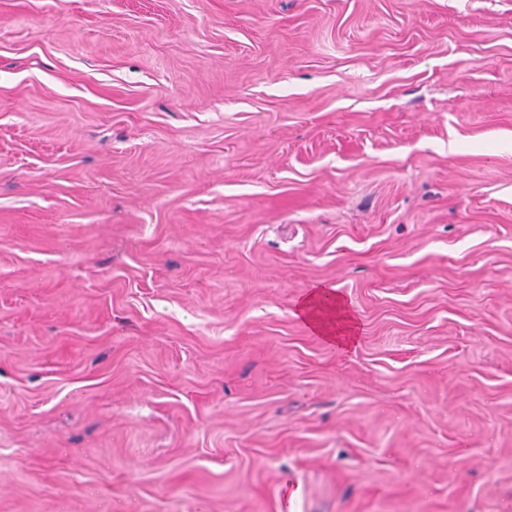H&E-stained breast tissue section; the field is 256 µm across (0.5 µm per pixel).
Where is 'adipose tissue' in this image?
Returning <instances> with one entry per match:
<instances>
[{"label":"adipose tissue","mask_w":512,"mask_h":512,"mask_svg":"<svg viewBox=\"0 0 512 512\" xmlns=\"http://www.w3.org/2000/svg\"><path fill=\"white\" fill-rule=\"evenodd\" d=\"M297 313L327 342L346 347L356 338L355 320L335 290H310L298 304Z\"/></svg>","instance_id":"ef3b65f1"}]
</instances>
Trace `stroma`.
<instances>
[{"instance_id": "obj_1", "label": "stroma", "mask_w": 512, "mask_h": 512, "mask_svg": "<svg viewBox=\"0 0 512 512\" xmlns=\"http://www.w3.org/2000/svg\"><path fill=\"white\" fill-rule=\"evenodd\" d=\"M0 512H512V0H0ZM297 315L329 343L346 347L355 341L357 325L335 288L310 290L297 305Z\"/></svg>"}]
</instances>
